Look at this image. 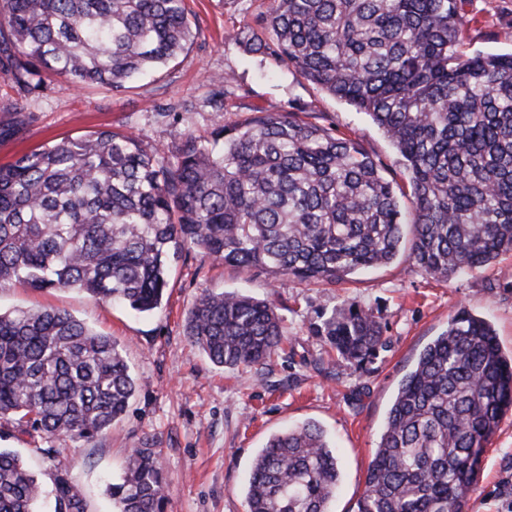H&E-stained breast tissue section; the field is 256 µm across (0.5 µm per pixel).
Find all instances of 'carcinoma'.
<instances>
[{"label": "carcinoma", "mask_w": 512, "mask_h": 512, "mask_svg": "<svg viewBox=\"0 0 512 512\" xmlns=\"http://www.w3.org/2000/svg\"><path fill=\"white\" fill-rule=\"evenodd\" d=\"M465 0H271L248 52L294 70L370 116L398 152L410 195L357 141L263 112L192 136L169 161L110 130L65 138L0 164V289L77 288L138 313L156 309L170 257L338 283L409 258L446 281L512 251V53L459 45ZM192 36L184 0H0V73L21 86L40 67L68 88L123 89ZM186 333L216 366L243 371L282 350L265 301L204 288ZM319 335L363 364L383 345L374 310L345 303ZM135 392L119 345L58 309L0 312V418L62 443L89 442ZM512 411V355L460 308L401 380L357 512H461L484 448ZM336 450L314 423L269 438L247 512H331ZM166 478L147 442L130 450L112 512H161ZM54 512H86L63 477ZM45 490L0 449V512H38Z\"/></svg>", "instance_id": "carcinoma-1"}]
</instances>
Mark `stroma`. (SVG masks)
Here are the masks:
<instances>
[{
  "mask_svg": "<svg viewBox=\"0 0 512 512\" xmlns=\"http://www.w3.org/2000/svg\"><path fill=\"white\" fill-rule=\"evenodd\" d=\"M193 37L174 60L131 81L121 92L105 85L61 87L40 71L29 87L0 78V164L23 152L99 130L134 134L142 148L172 158L189 135L208 141L217 125L244 123L257 112H294L304 122L356 139L404 185L402 161L369 116L284 68L248 53L233 34L269 7V0H185ZM477 16L461 54L512 52V0H467ZM226 77L224 109L209 104L215 80ZM159 309L138 314L78 290H0V310L58 307L111 336L136 382L126 413L91 442L68 443L63 461L44 450L52 439L0 420V448L18 452L45 485L64 476L80 486L87 512H111L107 483L142 441L159 449L167 481L164 512H245V488L258 451L285 429L317 422L336 449L342 479L333 512H357L369 464L399 381L419 352L459 308L488 320L512 353V252L480 270L437 281L407 254L350 275L342 284H300L253 269L200 262L178 254ZM205 287L272 301L282 316L287 352L246 373L214 366L185 331ZM346 302L370 305L384 344L365 364L337 359L315 328ZM463 512H512V412L484 449L480 473Z\"/></svg>",
  "mask_w": 512,
  "mask_h": 512,
  "instance_id": "obj_1",
  "label": "stroma"
}]
</instances>
